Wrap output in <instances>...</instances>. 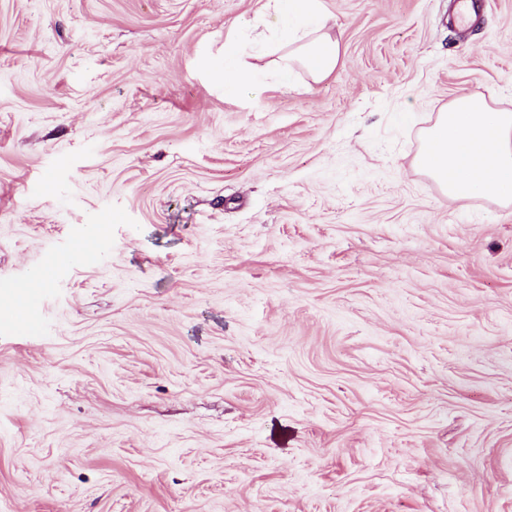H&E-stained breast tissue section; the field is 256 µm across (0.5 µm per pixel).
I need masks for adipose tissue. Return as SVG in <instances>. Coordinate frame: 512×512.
I'll return each instance as SVG.
<instances>
[{
  "instance_id": "ef3b65f1",
  "label": "adipose tissue",
  "mask_w": 512,
  "mask_h": 512,
  "mask_svg": "<svg viewBox=\"0 0 512 512\" xmlns=\"http://www.w3.org/2000/svg\"><path fill=\"white\" fill-rule=\"evenodd\" d=\"M267 27L278 46L288 47L280 70L289 82L294 68L313 81L332 75L340 61V44L328 32L322 0H269ZM266 81L256 68L240 60L236 35L224 42V93L260 94ZM417 166L455 199L476 196L512 202V111L491 108L480 97L463 93L440 113L424 135Z\"/></svg>"
}]
</instances>
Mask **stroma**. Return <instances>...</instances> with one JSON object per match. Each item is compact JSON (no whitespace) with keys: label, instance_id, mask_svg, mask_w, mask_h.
<instances>
[{"label":"stroma","instance_id":"obj_1","mask_svg":"<svg viewBox=\"0 0 512 512\" xmlns=\"http://www.w3.org/2000/svg\"><path fill=\"white\" fill-rule=\"evenodd\" d=\"M323 0L340 62L224 95L266 0H0V512H512V206L416 166L512 111V0ZM95 227V258L64 263ZM266 81L260 71L240 60V44L235 34L224 42V95L238 96L242 92L260 94ZM56 263H50L32 273L30 278L22 284L12 286L10 289L12 307H19L22 310L27 304L33 303L39 296L42 288L51 280L55 271Z\"/></svg>","mask_w":512,"mask_h":512}]
</instances>
